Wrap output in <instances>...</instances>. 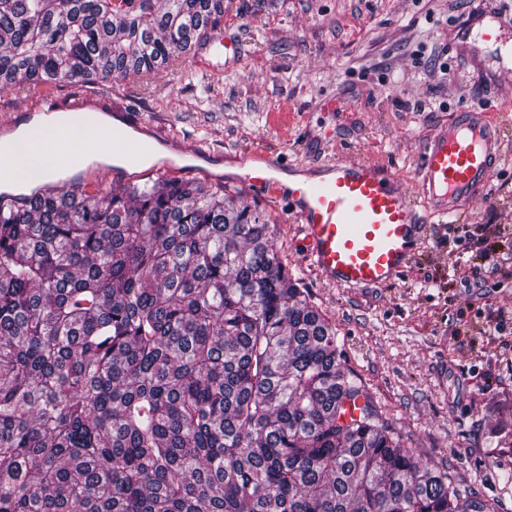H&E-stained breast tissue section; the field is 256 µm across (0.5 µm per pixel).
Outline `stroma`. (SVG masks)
<instances>
[{
	"mask_svg": "<svg viewBox=\"0 0 512 512\" xmlns=\"http://www.w3.org/2000/svg\"><path fill=\"white\" fill-rule=\"evenodd\" d=\"M471 0H224L221 34L237 55L197 42L151 74L104 83V110L140 114L190 151L155 161L204 170L214 185L240 157L368 161L416 187L423 148L459 109L512 124V72L484 86L453 45ZM335 109H326L327 101ZM265 211L289 274L336 329L349 369L406 447L462 493L512 512V360L483 333L512 313V162L435 224L389 284L343 288L303 256L286 197L235 183ZM494 238L499 263L480 258Z\"/></svg>",
	"mask_w": 512,
	"mask_h": 512,
	"instance_id": "obj_1",
	"label": "stroma"
}]
</instances>
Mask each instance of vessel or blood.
I'll use <instances>...</instances> for the list:
<instances>
[{
	"label": "vessel or blood",
	"instance_id": "1",
	"mask_svg": "<svg viewBox=\"0 0 512 512\" xmlns=\"http://www.w3.org/2000/svg\"><path fill=\"white\" fill-rule=\"evenodd\" d=\"M457 47L512 70V17L502 14L493 0H477L465 21L454 29ZM89 94L75 95L66 108L45 94L33 96V112L45 115L41 135L13 142L12 131L27 122L20 114L0 121V170L24 168L29 184L44 187L59 167L83 168L87 144L106 139L125 156V166L140 172L141 159L156 142L150 123L120 112L116 118L139 132L130 140L71 123V114L98 107ZM505 159L504 130L485 113L464 110L453 114L427 142L421 160V180L408 190L396 176H384L368 162L322 161L317 174L286 190L300 223L304 256L333 286L360 288L382 285L403 273L428 241L431 219L447 224L462 201L481 195ZM280 162L270 156H248L237 179L254 191L282 190L274 178ZM432 206L431 216L418 210L419 198Z\"/></svg>",
	"mask_w": 512,
	"mask_h": 512
}]
</instances>
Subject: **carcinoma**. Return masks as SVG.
I'll return each instance as SVG.
<instances>
[{
	"instance_id": "carcinoma-1",
	"label": "carcinoma",
	"mask_w": 512,
	"mask_h": 512,
	"mask_svg": "<svg viewBox=\"0 0 512 512\" xmlns=\"http://www.w3.org/2000/svg\"><path fill=\"white\" fill-rule=\"evenodd\" d=\"M224 0H0V87L153 72ZM0 192V512H490L344 371L224 185Z\"/></svg>"
}]
</instances>
